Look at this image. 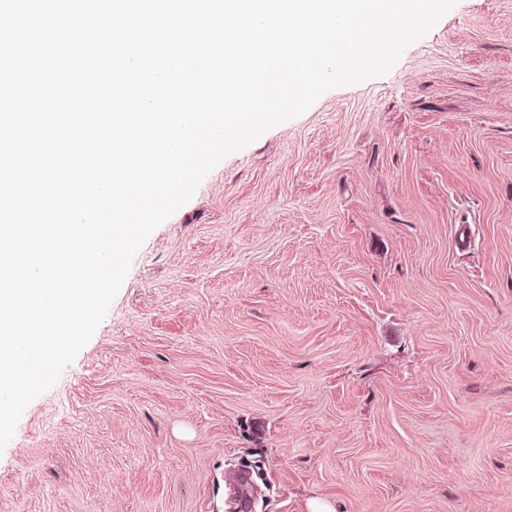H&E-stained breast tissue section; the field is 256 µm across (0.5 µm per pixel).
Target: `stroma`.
<instances>
[{
	"label": "stroma",
	"mask_w": 512,
	"mask_h": 512,
	"mask_svg": "<svg viewBox=\"0 0 512 512\" xmlns=\"http://www.w3.org/2000/svg\"><path fill=\"white\" fill-rule=\"evenodd\" d=\"M243 465L253 512H512V0L223 159L24 411L0 512H225Z\"/></svg>",
	"instance_id": "obj_1"
}]
</instances>
